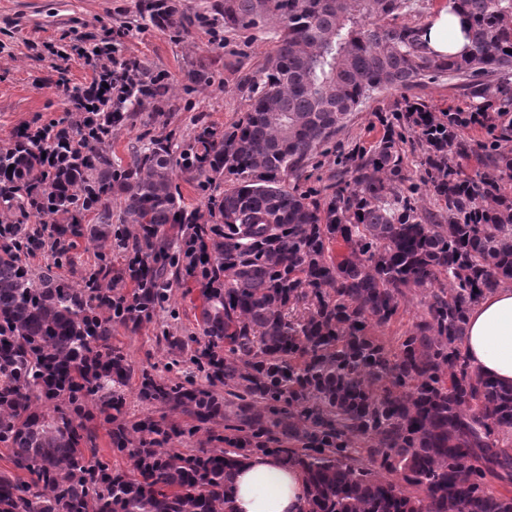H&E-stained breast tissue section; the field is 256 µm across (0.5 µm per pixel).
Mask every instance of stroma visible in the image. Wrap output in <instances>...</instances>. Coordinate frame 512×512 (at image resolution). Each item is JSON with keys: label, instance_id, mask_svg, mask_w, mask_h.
<instances>
[{"label": "stroma", "instance_id": "35a3bbf8", "mask_svg": "<svg viewBox=\"0 0 512 512\" xmlns=\"http://www.w3.org/2000/svg\"><path fill=\"white\" fill-rule=\"evenodd\" d=\"M137 4L138 0H0V142L12 139L23 128L65 117L68 91L83 87L94 76L86 49L108 42L122 56L139 59L178 85L174 107L163 117L143 114L135 126L113 136L112 148L118 157H126L129 146L145 134L170 131L186 135L201 122L222 130L237 123L247 104L238 83L245 72L257 70L272 50L271 32L256 33L249 41L228 34L218 43L208 30L196 28L185 41L177 42L156 30L132 28ZM193 62L206 67L209 81L182 88L183 74ZM404 95L442 108H471L460 80L449 77L405 93L398 89L376 93L353 112L328 152L317 158L304 190L321 193L342 154L369 148L379 140L384 134L381 116ZM200 304L198 291L182 283L174 286L169 306L137 331L114 329L112 342L121 347L132 366L125 391L126 418L163 416L181 427L192 426V418L143 402L138 392L145 372L165 381L201 380V373L174 345L175 340L187 342L197 335ZM212 390L224 399L223 419L193 436L173 439L171 448L222 449L227 439L235 437L237 401L225 395L222 384H214Z\"/></svg>", "mask_w": 512, "mask_h": 512}]
</instances>
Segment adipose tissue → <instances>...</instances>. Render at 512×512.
Returning a JSON list of instances; mask_svg holds the SVG:
<instances>
[{"mask_svg":"<svg viewBox=\"0 0 512 512\" xmlns=\"http://www.w3.org/2000/svg\"><path fill=\"white\" fill-rule=\"evenodd\" d=\"M424 32L430 50L440 55L463 52L468 44L460 16L445 8L425 24ZM461 351L473 370L512 385V286L487 294L471 309ZM305 491L299 470L255 455L237 470L234 510L302 512Z\"/></svg>","mask_w":512,"mask_h":512,"instance_id":"adipose-tissue-1","label":"adipose tissue"}]
</instances>
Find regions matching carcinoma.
I'll return each instance as SVG.
<instances>
[{"label":"carcinoma","instance_id":"cac0c4a2","mask_svg":"<svg viewBox=\"0 0 512 512\" xmlns=\"http://www.w3.org/2000/svg\"><path fill=\"white\" fill-rule=\"evenodd\" d=\"M448 6L467 20L456 56L432 53L422 24L394 23L409 0H203L190 11L139 0L136 27L176 39L277 21L275 48L241 81L235 126L202 123L179 144L145 134L122 161L112 135L171 108V86L95 45L86 57L115 92L91 105L75 89L64 122L0 144V443L13 466L0 471V512H234L235 472L255 450L304 473L302 512H512V386L460 350L471 307L512 284V148L500 145L512 142V86L499 82L512 71V0ZM448 76L466 80L474 111L409 102L376 145L340 161L322 200L299 190L375 93ZM490 93L498 108L484 112ZM469 126L493 140L475 144ZM408 134L424 148L419 181L435 213L406 185ZM478 153L495 176L459 164ZM180 178L206 210L180 205ZM114 223L137 226L134 242ZM79 239L97 261L78 283L26 262L47 251L70 263ZM174 247L173 279L201 288L190 360L228 387L248 428L229 449L167 448L186 430L150 416L114 423L131 364L113 327L164 308ZM114 248L137 275L128 296L112 288ZM417 288L424 312L386 346L375 330ZM140 395L203 425L224 417V401L192 382L144 373ZM91 407L133 474L98 455Z\"/></svg>","mask_w":512,"mask_h":512}]
</instances>
